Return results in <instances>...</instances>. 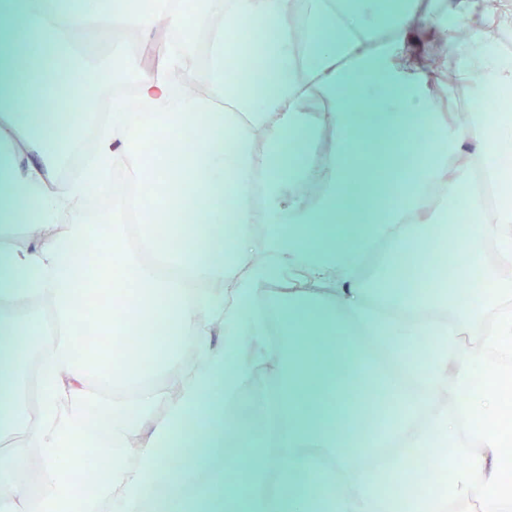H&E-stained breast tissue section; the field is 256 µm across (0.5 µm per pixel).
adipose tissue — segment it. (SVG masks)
Listing matches in <instances>:
<instances>
[{
  "instance_id": "adipose-tissue-1",
  "label": "adipose tissue",
  "mask_w": 512,
  "mask_h": 512,
  "mask_svg": "<svg viewBox=\"0 0 512 512\" xmlns=\"http://www.w3.org/2000/svg\"><path fill=\"white\" fill-rule=\"evenodd\" d=\"M77 2L0 0V225L26 228L20 243L0 244V335L14 339L0 374V431L21 436L0 455V512H512L502 406L512 367L487 360L512 356V278L485 271L491 295L477 306L456 298L484 245L512 262V174L500 163L512 128L492 125L488 112L445 124L435 108L488 83L512 87V60L496 49L512 32V0H306L302 43L286 0H194L191 21L177 7L160 17L134 0L103 12ZM437 14L441 38L430 23ZM215 16L209 93L186 97L170 73L189 60L155 41L157 21L191 34ZM246 20L268 38L251 93L229 66ZM90 28L135 31L155 41L156 57L135 101L113 98L110 121L78 112L63 125L44 104L68 66L81 72L73 99L93 101L112 78L69 41ZM356 100L369 111H352ZM325 123L336 143L321 153ZM90 125L97 164L63 180ZM253 129L268 135L262 150ZM156 135L168 139L158 161ZM456 157L462 165L451 166ZM316 165L328 180L310 205L300 188ZM113 168L136 190L127 204L138 227L69 223ZM455 197L481 221L455 243L457 269L436 312L431 289L406 284L404 260L435 237V210ZM164 211L197 220L188 248L171 245L183 225L156 233ZM91 248L104 256L96 285L111 296L94 316L102 335L122 331L130 298L165 325L149 358L131 353L98 377L75 357L87 319L74 304L78 263ZM375 252L395 284L383 317L360 276ZM487 318L476 356L464 355ZM364 335L400 359L418 389L398 388L365 355ZM32 362L38 411L26 423L30 382L19 370ZM478 362L487 382L475 391ZM371 395L394 405L366 432ZM91 410L108 426L93 496L58 478L61 459L81 463ZM440 438L456 460L447 497L405 504L396 483ZM393 444L401 454L392 465H362L367 451ZM33 451L43 471L36 500L18 491Z\"/></svg>"
}]
</instances>
